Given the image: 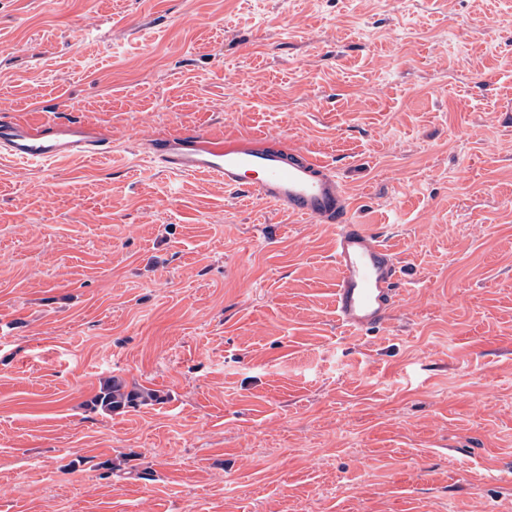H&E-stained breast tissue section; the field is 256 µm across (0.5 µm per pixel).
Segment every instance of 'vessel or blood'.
<instances>
[{
  "instance_id": "vessel-or-blood-1",
  "label": "vessel or blood",
  "mask_w": 512,
  "mask_h": 512,
  "mask_svg": "<svg viewBox=\"0 0 512 512\" xmlns=\"http://www.w3.org/2000/svg\"><path fill=\"white\" fill-rule=\"evenodd\" d=\"M110 135L77 123L22 125L0 117V153L24 163L63 156L101 157ZM146 154L177 175H205L225 189L254 197L289 217L336 230V318L359 335L384 327L401 301V269L390 249L352 223L342 182L300 145L269 136H224L185 131L149 140Z\"/></svg>"
}]
</instances>
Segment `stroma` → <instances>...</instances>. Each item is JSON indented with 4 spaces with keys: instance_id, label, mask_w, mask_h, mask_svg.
<instances>
[{
    "instance_id": "35a3bbf8",
    "label": "stroma",
    "mask_w": 512,
    "mask_h": 512,
    "mask_svg": "<svg viewBox=\"0 0 512 512\" xmlns=\"http://www.w3.org/2000/svg\"><path fill=\"white\" fill-rule=\"evenodd\" d=\"M0 115L112 136L0 157V512H512V0H0ZM187 130L333 167L387 327L333 228L144 157ZM148 400L156 402L160 401V398L156 393L149 391L131 390L126 392L121 384L112 381V384H107L100 389L92 403L103 410L114 412Z\"/></svg>"
}]
</instances>
